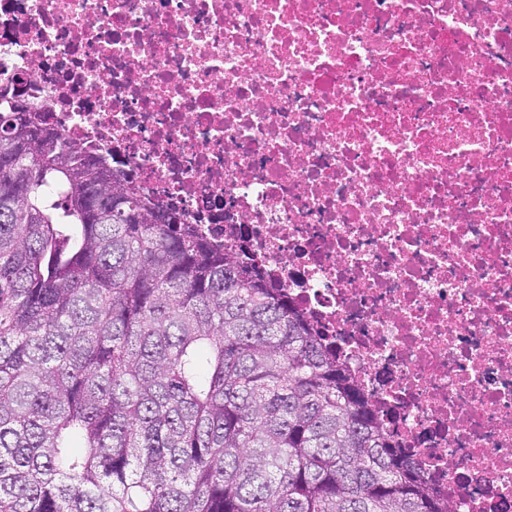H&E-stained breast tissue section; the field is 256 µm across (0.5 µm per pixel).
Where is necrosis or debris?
Listing matches in <instances>:
<instances>
[{
    "label": "necrosis or debris",
    "instance_id": "4bbe7bcc",
    "mask_svg": "<svg viewBox=\"0 0 512 512\" xmlns=\"http://www.w3.org/2000/svg\"><path fill=\"white\" fill-rule=\"evenodd\" d=\"M241 254L451 512H512V0H0V85Z\"/></svg>",
    "mask_w": 512,
    "mask_h": 512
}]
</instances>
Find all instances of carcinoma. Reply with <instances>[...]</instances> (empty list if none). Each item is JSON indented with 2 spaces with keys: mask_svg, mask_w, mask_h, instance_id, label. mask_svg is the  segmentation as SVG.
I'll use <instances>...</instances> for the list:
<instances>
[{
  "mask_svg": "<svg viewBox=\"0 0 512 512\" xmlns=\"http://www.w3.org/2000/svg\"><path fill=\"white\" fill-rule=\"evenodd\" d=\"M0 89V512H449L277 288Z\"/></svg>",
  "mask_w": 512,
  "mask_h": 512,
  "instance_id": "obj_1",
  "label": "carcinoma"
}]
</instances>
